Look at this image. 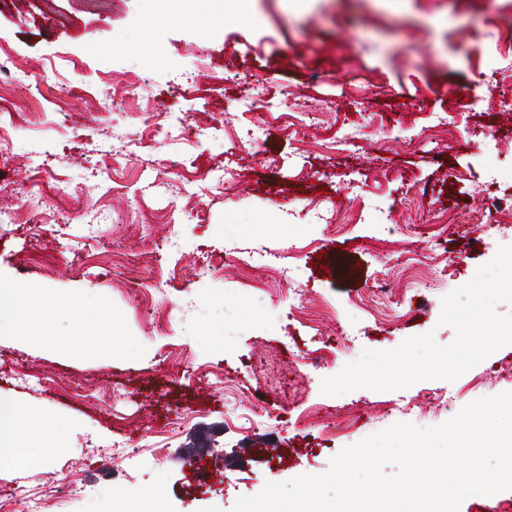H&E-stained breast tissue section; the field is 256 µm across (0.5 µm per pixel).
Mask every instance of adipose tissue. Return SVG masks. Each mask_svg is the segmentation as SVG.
I'll use <instances>...</instances> for the list:
<instances>
[{"label":"adipose tissue","instance_id":"obj_1","mask_svg":"<svg viewBox=\"0 0 512 512\" xmlns=\"http://www.w3.org/2000/svg\"><path fill=\"white\" fill-rule=\"evenodd\" d=\"M40 310L19 287L0 279V337L32 335ZM61 449L42 417L21 414L11 401L0 399V464L34 467Z\"/></svg>","mask_w":512,"mask_h":512}]
</instances>
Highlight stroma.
<instances>
[{
  "label": "stroma",
  "instance_id": "stroma-1",
  "mask_svg": "<svg viewBox=\"0 0 512 512\" xmlns=\"http://www.w3.org/2000/svg\"><path fill=\"white\" fill-rule=\"evenodd\" d=\"M500 13L512 0H253L246 18L231 0H0V207L21 216L0 223V278L55 304L41 335L0 338V398L66 445L0 467V500L231 512L395 423L512 392V345L452 381L321 392L364 350L451 343L442 297L512 245V118L461 96H512ZM451 109L450 143H424ZM326 208L354 220L332 232ZM239 251L260 256L243 277ZM99 324L111 346L79 342ZM121 442L138 456L113 459Z\"/></svg>",
  "mask_w": 512,
  "mask_h": 512
}]
</instances>
